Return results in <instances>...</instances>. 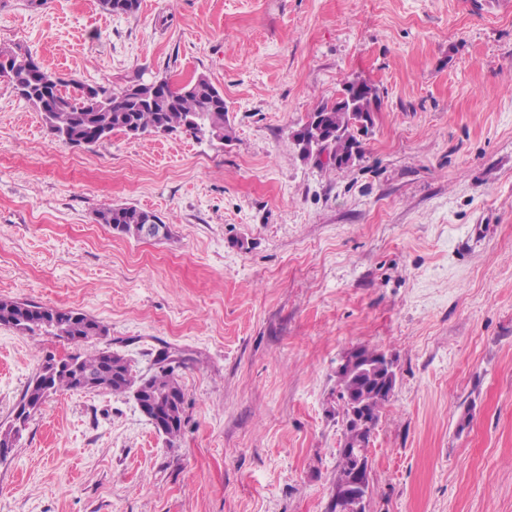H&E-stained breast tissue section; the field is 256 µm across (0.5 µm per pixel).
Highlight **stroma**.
Listing matches in <instances>:
<instances>
[{
    "label": "stroma",
    "instance_id": "1",
    "mask_svg": "<svg viewBox=\"0 0 512 512\" xmlns=\"http://www.w3.org/2000/svg\"><path fill=\"white\" fill-rule=\"evenodd\" d=\"M0 50L122 90L207 76L226 140L62 143L0 83V297L72 308L73 346L0 325V425L50 358L170 356L184 426L51 396L0 458V512H327L335 369L385 351L370 512H512V0H0ZM379 96L348 169L291 137L344 80ZM130 204L170 229L121 237ZM97 221L100 224H106L112 229L113 233L133 237L136 239H155L150 235L153 233L152 228L159 224L154 230L155 234H159L157 238L165 234V229L160 218L153 212L140 209L136 206H104L96 212ZM164 226L167 225L163 224ZM167 234L163 237H167Z\"/></svg>",
    "mask_w": 512,
    "mask_h": 512
}]
</instances>
